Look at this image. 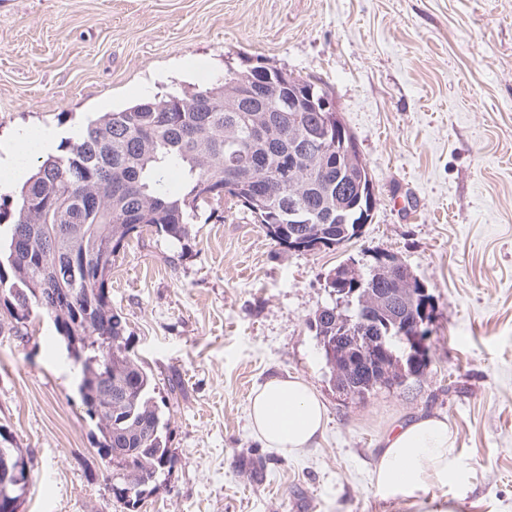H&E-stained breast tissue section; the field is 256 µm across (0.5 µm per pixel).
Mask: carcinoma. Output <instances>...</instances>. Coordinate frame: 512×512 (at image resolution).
Instances as JSON below:
<instances>
[{
	"label": "carcinoma",
	"mask_w": 512,
	"mask_h": 512,
	"mask_svg": "<svg viewBox=\"0 0 512 512\" xmlns=\"http://www.w3.org/2000/svg\"><path fill=\"white\" fill-rule=\"evenodd\" d=\"M273 78L264 98H239L241 73L228 69L191 91L105 112L67 142L64 154L36 168L11 213L0 212V221L10 220L0 228V242L11 270L9 278L0 271V301L18 324L34 306L52 320L112 464V493L127 506L171 471L174 458L152 377L130 354L125 324L112 310L109 283L121 251L145 230L181 241L198 210L220 205L225 196L287 250L348 241L362 216L357 199L372 176L353 134L344 130L339 156L335 142L309 137L324 123L314 103L327 91L284 71ZM264 184L270 195L259 200ZM338 273L362 288L351 305L320 309L315 335L334 336L336 325L365 311L410 318L407 300L380 302L394 284L374 259L343 265ZM398 377L356 374L352 394L400 387Z\"/></svg>",
	"instance_id": "1"
}]
</instances>
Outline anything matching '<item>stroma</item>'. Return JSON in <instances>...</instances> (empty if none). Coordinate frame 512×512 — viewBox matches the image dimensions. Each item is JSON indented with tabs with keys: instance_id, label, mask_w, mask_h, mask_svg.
I'll list each match as a JSON object with an SVG mask.
<instances>
[{
	"instance_id": "1",
	"label": "stroma",
	"mask_w": 512,
	"mask_h": 512,
	"mask_svg": "<svg viewBox=\"0 0 512 512\" xmlns=\"http://www.w3.org/2000/svg\"><path fill=\"white\" fill-rule=\"evenodd\" d=\"M257 65L328 91L377 208L359 236L315 251L277 246L230 201L181 242L130 241L112 308L176 459L134 512H512V0H0V139ZM380 250L434 299L430 363L359 399L334 387L310 322L335 268ZM13 325L0 306V448L26 449L33 474L21 512H127L51 319ZM274 376L327 409L295 456L249 426ZM423 416L453 430L465 486L379 499L381 449Z\"/></svg>"
}]
</instances>
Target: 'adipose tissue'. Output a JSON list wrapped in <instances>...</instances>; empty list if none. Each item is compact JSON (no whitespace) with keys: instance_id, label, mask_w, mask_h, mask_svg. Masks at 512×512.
Returning <instances> with one entry per match:
<instances>
[{"instance_id":"ef3b65f1","label":"adipose tissue","mask_w":512,"mask_h":512,"mask_svg":"<svg viewBox=\"0 0 512 512\" xmlns=\"http://www.w3.org/2000/svg\"><path fill=\"white\" fill-rule=\"evenodd\" d=\"M66 137V132L49 128L35 132L31 139L0 148V178L24 182L31 153H61ZM249 415L264 447L285 454L312 447L325 427L322 403L298 378L267 380L251 398ZM465 478L455 454L453 431L446 421L425 417L400 428L387 440L375 466L373 485L385 500L416 499L431 489L458 484Z\"/></svg>"}]
</instances>
